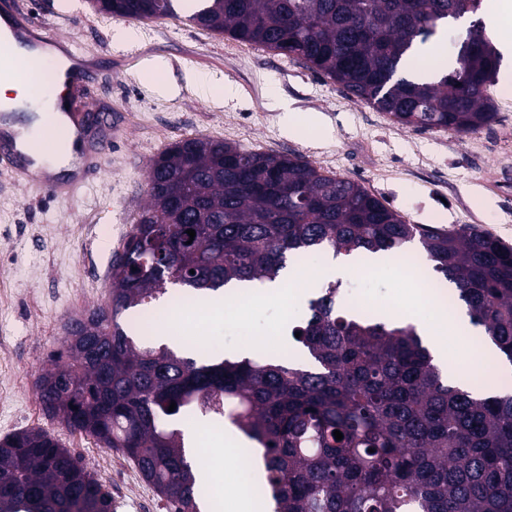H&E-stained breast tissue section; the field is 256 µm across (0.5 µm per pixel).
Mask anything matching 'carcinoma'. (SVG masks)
<instances>
[{
  "label": "carcinoma",
  "instance_id": "1",
  "mask_svg": "<svg viewBox=\"0 0 512 512\" xmlns=\"http://www.w3.org/2000/svg\"><path fill=\"white\" fill-rule=\"evenodd\" d=\"M92 2L132 19L173 12L172 0ZM481 7L202 0L189 20L292 56L399 125L468 132L496 115L487 87L501 54L485 25L465 31L454 68L439 80L406 68L440 23ZM148 196L125 247L156 274L115 262L106 305L70 321L66 354L37 382L50 418L131 459L171 512L203 506L176 428L187 414L226 418L260 446L274 512H512V390L484 394L449 381L414 324L347 313L340 281L328 282L292 328L300 333L293 361L174 350L140 335L133 320L172 286L204 298L276 281L305 255L399 257L417 239L454 286L453 303L512 364L511 246L475 225L408 224L352 179L208 138L156 158ZM89 342L112 357H87ZM0 512H112V494L50 433L22 430L0 440Z\"/></svg>",
  "mask_w": 512,
  "mask_h": 512
}]
</instances>
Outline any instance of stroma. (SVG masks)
Listing matches in <instances>:
<instances>
[{"label":"stroma","mask_w":512,"mask_h":512,"mask_svg":"<svg viewBox=\"0 0 512 512\" xmlns=\"http://www.w3.org/2000/svg\"><path fill=\"white\" fill-rule=\"evenodd\" d=\"M22 3L97 66L95 79L70 95V107L110 113L124 133L74 197L49 195L0 166V438L24 429L55 434L111 492L112 512L167 509L122 453L45 415L35 382L62 349L71 318L107 301L112 266L148 199V165L174 143L207 137L294 154L358 182L406 223L473 224L512 246V60L502 62L488 89L494 122L465 134L419 130L394 123L292 57L190 24L183 0H173V14L148 20L111 16L89 0ZM120 28L135 30V40H115ZM154 60L167 65L160 85L141 77ZM209 80L232 86V97L202 93L199 82ZM288 110L299 124L293 135L284 129ZM319 265L313 259L306 268H288L282 296L250 305L245 318L228 306L209 321H190L178 343L230 357L248 338L275 331L296 350L291 328L315 295L302 289L303 271ZM341 282L357 290L355 307L363 312L408 306L424 319L438 306L431 271L420 282L392 262L368 278L355 272ZM479 335L469 324L457 331L449 377L478 378L497 390L512 386V364L476 361Z\"/></svg>","instance_id":"1"}]
</instances>
